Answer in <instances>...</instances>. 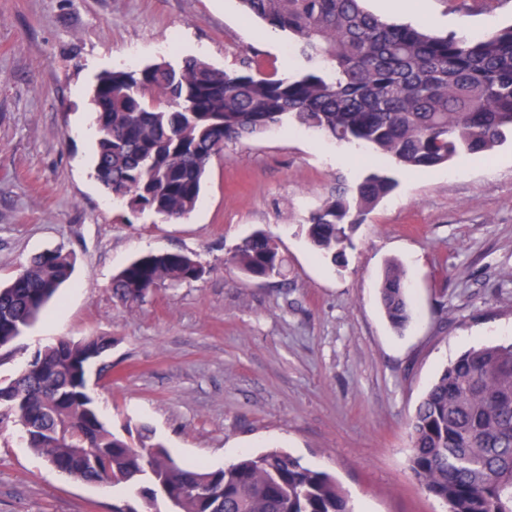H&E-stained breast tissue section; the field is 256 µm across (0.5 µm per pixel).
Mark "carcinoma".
Wrapping results in <instances>:
<instances>
[{"label": "carcinoma", "mask_w": 512, "mask_h": 512, "mask_svg": "<svg viewBox=\"0 0 512 512\" xmlns=\"http://www.w3.org/2000/svg\"><path fill=\"white\" fill-rule=\"evenodd\" d=\"M363 0H240L249 15L285 31L315 64L293 76L228 73L200 58L100 73L91 104L94 174L112 199L165 221L189 215L207 168L228 141L284 122L341 144L368 146L405 170L445 164L461 152L492 151L512 132V25L478 39L433 34L383 20ZM396 185L368 175L348 196L326 199L305 233L342 264L351 231ZM230 263L256 279L286 276L273 238L257 230ZM183 253L138 257L112 279L113 294L139 303L167 284L198 280ZM74 270L57 249L36 256L0 285V349L13 344ZM379 298L392 326L411 320L407 270L389 263ZM112 339H60L24 371L0 381V424L21 427L28 448L58 472L162 495L172 512H353L335 477L278 449L221 469L186 467L144 433L112 431L88 387L92 363ZM410 470L448 512H512V342L471 347L446 366L408 423Z\"/></svg>", "instance_id": "obj_1"}]
</instances>
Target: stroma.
<instances>
[{"mask_svg":"<svg viewBox=\"0 0 512 512\" xmlns=\"http://www.w3.org/2000/svg\"><path fill=\"white\" fill-rule=\"evenodd\" d=\"M397 23L483 36L512 24V0H412ZM205 59L227 72L299 74L288 33L247 17L239 0H0V283L61 249L70 280L12 346L0 379L38 348L108 336L89 386L115 432L146 427L178 461L221 468L281 450L331 473L356 512H446L409 469L408 421L465 349L512 338V137L407 172L368 148L294 124L227 143L201 198L168 224L118 205L93 173L90 91L106 70ZM397 185L352 232L347 264L323 259L301 231L327 198L374 171ZM256 230L288 261L256 280L227 259ZM192 256L203 278L124 304L112 277L134 258ZM409 271L413 319L395 330L378 301L381 273ZM169 512L137 487L68 477L0 428V512Z\"/></svg>","mask_w":512,"mask_h":512,"instance_id":"obj_1","label":"stroma"}]
</instances>
